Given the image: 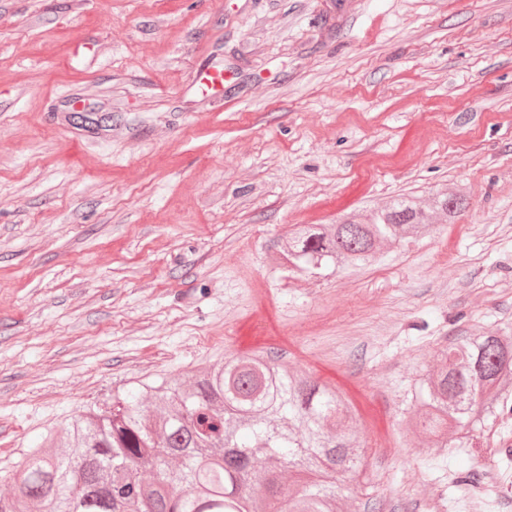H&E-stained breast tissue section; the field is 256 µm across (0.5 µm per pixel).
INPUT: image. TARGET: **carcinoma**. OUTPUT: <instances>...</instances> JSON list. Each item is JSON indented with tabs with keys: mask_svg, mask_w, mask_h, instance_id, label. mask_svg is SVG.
I'll use <instances>...</instances> for the list:
<instances>
[{
	"mask_svg": "<svg viewBox=\"0 0 512 512\" xmlns=\"http://www.w3.org/2000/svg\"><path fill=\"white\" fill-rule=\"evenodd\" d=\"M465 204L458 193L428 207L403 195L335 224L299 225L273 261L310 273L362 268L381 245L427 236ZM441 356L418 381L409 423L443 448L452 429L453 447L464 448L504 411L512 336L467 337ZM355 424L339 388L269 356L234 358L139 383L74 418L66 449L33 448L21 469L0 475L14 487L0 512H337L362 465Z\"/></svg>",
	"mask_w": 512,
	"mask_h": 512,
	"instance_id": "obj_1",
	"label": "carcinoma"
}]
</instances>
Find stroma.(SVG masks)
<instances>
[{
    "label": "stroma",
    "instance_id": "1",
    "mask_svg": "<svg viewBox=\"0 0 512 512\" xmlns=\"http://www.w3.org/2000/svg\"><path fill=\"white\" fill-rule=\"evenodd\" d=\"M444 190L455 222L374 266L272 261L295 225ZM504 331L512 0H0V469L133 383L262 353L355 406L356 512H464L512 474V419L447 449L404 414L440 348Z\"/></svg>",
    "mask_w": 512,
    "mask_h": 512
}]
</instances>
